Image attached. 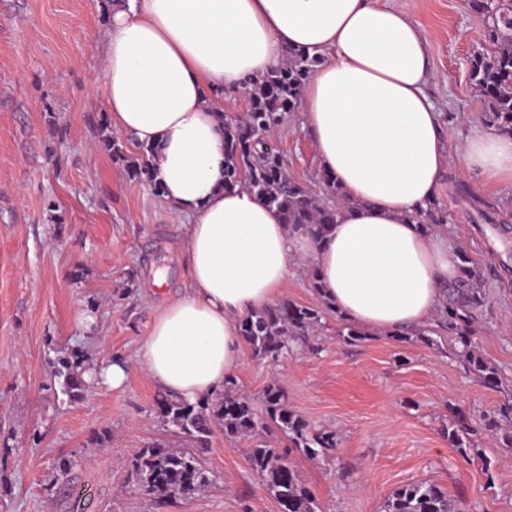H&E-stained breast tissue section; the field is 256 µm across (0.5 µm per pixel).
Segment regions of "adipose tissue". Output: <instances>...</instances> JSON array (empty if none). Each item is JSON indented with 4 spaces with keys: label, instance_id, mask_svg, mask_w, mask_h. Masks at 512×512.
I'll list each match as a JSON object with an SVG mask.
<instances>
[{
    "label": "adipose tissue",
    "instance_id": "obj_1",
    "mask_svg": "<svg viewBox=\"0 0 512 512\" xmlns=\"http://www.w3.org/2000/svg\"><path fill=\"white\" fill-rule=\"evenodd\" d=\"M318 59L300 101L320 167L348 200L322 240L291 230L245 186L224 184V99L280 67ZM101 80L115 128L153 148L168 207L187 221L189 286L155 318L137 361L168 396L224 391L242 318L272 306L310 260L320 294L369 331L420 330L459 273L446 233L408 214L435 199L451 161L426 91L422 31L377 0H114ZM462 163L512 183V137L467 139Z\"/></svg>",
    "mask_w": 512,
    "mask_h": 512
}]
</instances>
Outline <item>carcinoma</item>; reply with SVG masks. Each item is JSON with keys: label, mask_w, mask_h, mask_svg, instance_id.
Wrapping results in <instances>:
<instances>
[{"label": "carcinoma", "mask_w": 512, "mask_h": 512, "mask_svg": "<svg viewBox=\"0 0 512 512\" xmlns=\"http://www.w3.org/2000/svg\"><path fill=\"white\" fill-rule=\"evenodd\" d=\"M472 10L494 18L487 30L490 51L470 60L473 85L484 99V120L512 136V0H470ZM319 61L299 49L288 50V60L279 69L263 76L252 89V107L245 119L224 116V181L245 185L260 199L271 198L291 229H303L314 238L326 236L347 204L335 180L324 179L325 196L319 197L288 174L280 152L268 134L294 111L303 89ZM102 148L125 162L130 178L145 184L157 196L162 187L155 177L153 149L138 147L125 155L124 141L116 135L102 139ZM425 232L447 223V215L436 200L409 216ZM486 302L482 278L469 254L460 251V275L446 290L436 311L432 333L446 332L454 341L452 354L467 371L494 388L502 384L498 370L475 346L479 312ZM334 311L329 302L321 307L299 305L290 300L243 318L240 336L252 353L271 362L279 361L288 338L304 339L321 325L325 314ZM62 379L64 393L71 399L89 387L85 379L83 355L72 351L57 360L55 370ZM234 380L224 383V394L212 400L188 403L179 399L162 402L160 417L167 426L195 442L193 451H175L161 446L145 448L135 459L134 471L141 491L164 503L166 497L191 499L209 485V476L199 451L206 448L213 425L228 438L252 437L263 426L254 400L233 394ZM267 421L288 434L296 448L312 457L328 456L336 449L335 435L312 430L300 416L288 409L276 383L269 384L260 397ZM484 432L507 448H512V393L492 411L484 414L476 427L458 413L448 423V441L466 454L474 450V435ZM252 467L274 494L284 512H316L309 490L299 481L287 456L263 442L249 448ZM384 512H461L435 485L409 484L393 492Z\"/></svg>", "instance_id": "1"}]
</instances>
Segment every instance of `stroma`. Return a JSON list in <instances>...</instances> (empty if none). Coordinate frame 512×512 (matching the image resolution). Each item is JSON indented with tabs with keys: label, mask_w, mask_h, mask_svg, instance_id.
I'll list each match as a JSON object with an SVG mask.
<instances>
[{
	"label": "stroma",
	"mask_w": 512,
	"mask_h": 512,
	"mask_svg": "<svg viewBox=\"0 0 512 512\" xmlns=\"http://www.w3.org/2000/svg\"><path fill=\"white\" fill-rule=\"evenodd\" d=\"M379 2L422 28L427 93L453 162L437 192L443 229L483 276L474 342L512 387V184L459 163L468 137L489 129L470 79L471 57L489 47L486 26L468 0ZM109 20L108 0H0V512H72L74 487L85 512H281L250 463L251 440L219 430L202 456L210 484L192 499L160 505L138 486L142 448L187 446L162 423L164 395L137 361L160 309L188 281L187 222L98 145L114 129L100 79ZM274 142L289 174L322 192L303 112L284 114ZM83 314L94 325H80ZM451 346L447 336L400 342L386 331L353 341L331 313L278 362L245 354L234 379L255 399L279 382L291 410L335 434L326 459L278 430L258 434L287 453L321 512H383L396 488L414 483L438 485L463 512H512V450L483 435L466 455L448 442L453 414L475 422L504 397ZM71 350L92 371L125 363L126 383L68 399L54 363Z\"/></svg>",
	"instance_id": "stroma-1"
}]
</instances>
